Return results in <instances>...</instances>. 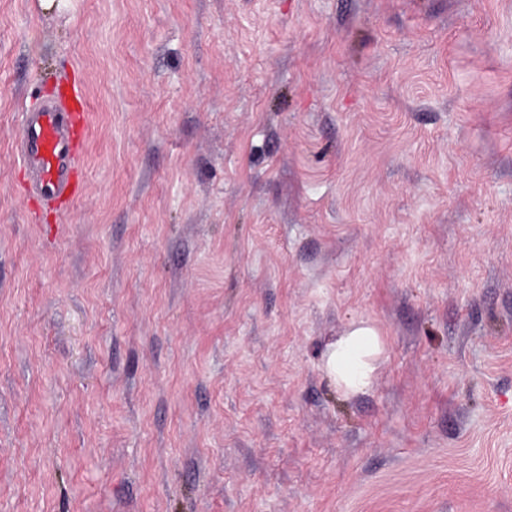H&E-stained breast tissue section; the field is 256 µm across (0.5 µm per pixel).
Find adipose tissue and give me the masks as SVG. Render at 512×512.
<instances>
[{"label":"adipose tissue","mask_w":512,"mask_h":512,"mask_svg":"<svg viewBox=\"0 0 512 512\" xmlns=\"http://www.w3.org/2000/svg\"><path fill=\"white\" fill-rule=\"evenodd\" d=\"M383 352L377 327L362 322L344 331L328 345L323 369L338 389L345 394L356 395L371 386Z\"/></svg>","instance_id":"obj_1"}]
</instances>
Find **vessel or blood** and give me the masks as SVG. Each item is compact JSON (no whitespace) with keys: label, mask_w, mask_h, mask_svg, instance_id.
<instances>
[{"label":"vessel or blood","mask_w":512,"mask_h":512,"mask_svg":"<svg viewBox=\"0 0 512 512\" xmlns=\"http://www.w3.org/2000/svg\"><path fill=\"white\" fill-rule=\"evenodd\" d=\"M88 110L82 84L71 80L55 101H46L21 114L17 152L30 175L29 191L54 201H72L79 194L77 164L87 131Z\"/></svg>","instance_id":"1"}]
</instances>
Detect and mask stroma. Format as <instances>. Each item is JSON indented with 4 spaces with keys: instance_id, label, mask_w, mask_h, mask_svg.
I'll return each instance as SVG.
<instances>
[{
    "instance_id": "1",
    "label": "stroma",
    "mask_w": 512,
    "mask_h": 512,
    "mask_svg": "<svg viewBox=\"0 0 512 512\" xmlns=\"http://www.w3.org/2000/svg\"><path fill=\"white\" fill-rule=\"evenodd\" d=\"M38 2L0 0V512H512V0ZM70 76L59 206L13 143ZM383 342L376 326L360 322L328 345L323 369L336 387L347 395L368 389L380 368Z\"/></svg>"
}]
</instances>
